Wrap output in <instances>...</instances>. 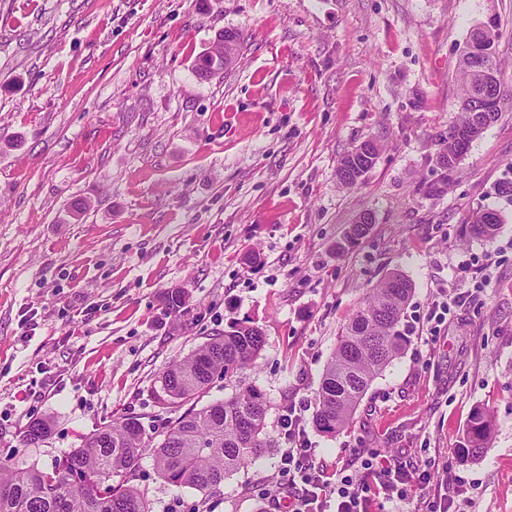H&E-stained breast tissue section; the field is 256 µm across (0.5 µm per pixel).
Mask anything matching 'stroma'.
Listing matches in <instances>:
<instances>
[{
  "label": "stroma",
  "mask_w": 512,
  "mask_h": 512,
  "mask_svg": "<svg viewBox=\"0 0 512 512\" xmlns=\"http://www.w3.org/2000/svg\"><path fill=\"white\" fill-rule=\"evenodd\" d=\"M490 21L501 112L443 170L458 61ZM227 29L246 48L199 79L196 57ZM366 140L374 166L340 186L341 158ZM484 209L501 217L490 240L467 231ZM393 273L413 285L407 345L347 426L306 424L315 461L331 480L356 448L433 461L395 512L443 494L454 512H512V0H0V448L16 461L51 468L113 419L153 435L171 420L162 371L233 321L266 342L203 401L256 388L280 437ZM174 287L178 319L163 303ZM447 292L467 300L430 332ZM478 407L491 440L462 464ZM43 417L50 437L20 447ZM287 480L272 449L205 495L158 477L147 451L135 483L153 512H288L264 497Z\"/></svg>",
  "instance_id": "stroma-1"
}]
</instances>
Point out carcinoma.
Wrapping results in <instances>:
<instances>
[{"label":"carcinoma","instance_id":"1","mask_svg":"<svg viewBox=\"0 0 512 512\" xmlns=\"http://www.w3.org/2000/svg\"><path fill=\"white\" fill-rule=\"evenodd\" d=\"M497 35L482 37L486 60L496 72L501 63L496 56ZM244 44L238 31H225L209 43L195 60V71L208 79L225 69L224 57L235 58ZM460 106L440 143L437 160L444 170L456 166L460 146H469L483 129L498 118L476 123L474 91L478 77L468 62L459 60ZM372 165L353 162L352 153L342 157L336 170L341 186L358 184L350 172H368ZM483 210L469 225L479 238L495 236L500 220L487 223ZM413 285L402 275L382 280L359 307L328 361L316 394L314 426L328 434L345 427L373 380L402 353L407 338L399 329ZM166 309L182 316L186 300L179 288L164 295ZM265 344L262 329L233 322L227 330L214 334L192 353L173 362L162 372L166 405L176 412L186 402L197 400L212 384L214 375L232 377L254 361ZM268 404L264 395L246 388L222 402L177 416L160 431L161 439L152 449L159 477L176 485L211 493L224 478L254 459L275 439L266 427ZM52 421H30L19 436L23 445L44 442L51 434ZM492 417L484 409L473 411L464 442L455 449L462 462L473 460L488 448ZM147 450L144 429L136 417L103 424L83 444L57 459L49 470L27 467L0 450V512H152L143 491L132 484L136 465Z\"/></svg>","mask_w":512,"mask_h":512}]
</instances>
